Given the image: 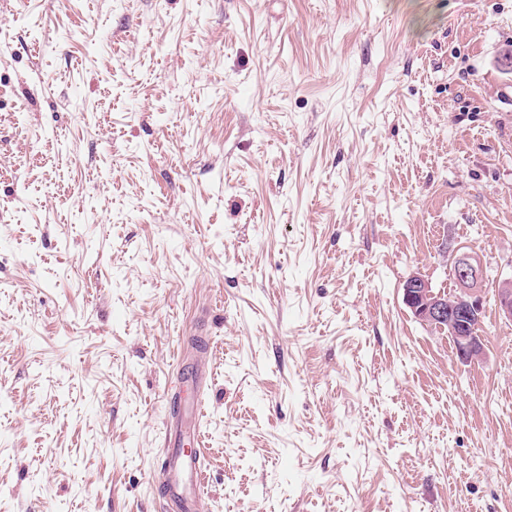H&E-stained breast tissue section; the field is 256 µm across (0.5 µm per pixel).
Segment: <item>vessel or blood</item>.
Here are the masks:
<instances>
[{"instance_id":"1","label":"vessel or blood","mask_w":512,"mask_h":512,"mask_svg":"<svg viewBox=\"0 0 512 512\" xmlns=\"http://www.w3.org/2000/svg\"><path fill=\"white\" fill-rule=\"evenodd\" d=\"M203 402L174 401L167 424L168 437L163 453L160 483L165 512H197L202 489V460L200 451H185L183 440L187 424L202 414Z\"/></svg>"}]
</instances>
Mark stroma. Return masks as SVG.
Wrapping results in <instances>:
<instances>
[{
	"instance_id": "1",
	"label": "stroma",
	"mask_w": 512,
	"mask_h": 512,
	"mask_svg": "<svg viewBox=\"0 0 512 512\" xmlns=\"http://www.w3.org/2000/svg\"><path fill=\"white\" fill-rule=\"evenodd\" d=\"M512 0H0V512H512ZM483 266L484 355L402 286ZM203 402L196 398L182 403L178 397L172 406L167 424L168 437L164 448L159 486L163 510L170 512H197L202 489V460L198 448L187 452L183 448L185 427L202 414Z\"/></svg>"
}]
</instances>
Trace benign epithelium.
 Listing matches in <instances>:
<instances>
[{
  "instance_id": "7a95c632",
  "label": "benign epithelium",
  "mask_w": 512,
  "mask_h": 512,
  "mask_svg": "<svg viewBox=\"0 0 512 512\" xmlns=\"http://www.w3.org/2000/svg\"><path fill=\"white\" fill-rule=\"evenodd\" d=\"M455 291L445 295L434 291L421 275H413L403 285V302L420 323L448 332L458 359L470 364L484 353L477 328L483 319L480 294L482 267L472 248L463 245L451 256ZM499 316L512 323V277L502 281L497 293Z\"/></svg>"
}]
</instances>
